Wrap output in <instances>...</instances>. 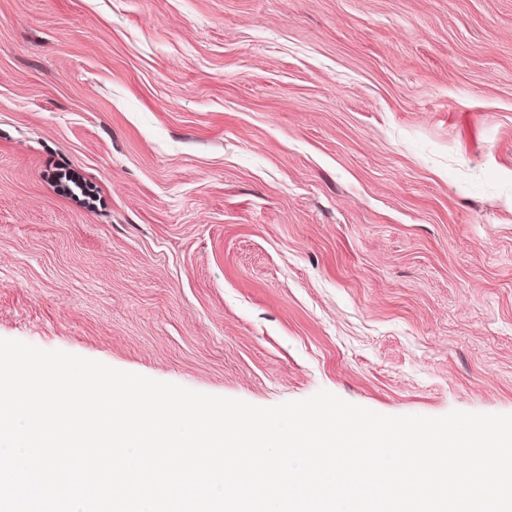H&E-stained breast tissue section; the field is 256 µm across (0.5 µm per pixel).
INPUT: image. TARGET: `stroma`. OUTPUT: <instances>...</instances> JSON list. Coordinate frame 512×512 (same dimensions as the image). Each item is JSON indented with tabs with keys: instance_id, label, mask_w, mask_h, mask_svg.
<instances>
[{
	"instance_id": "stroma-1",
	"label": "stroma",
	"mask_w": 512,
	"mask_h": 512,
	"mask_svg": "<svg viewBox=\"0 0 512 512\" xmlns=\"http://www.w3.org/2000/svg\"><path fill=\"white\" fill-rule=\"evenodd\" d=\"M0 339L512 414V0H0Z\"/></svg>"
}]
</instances>
